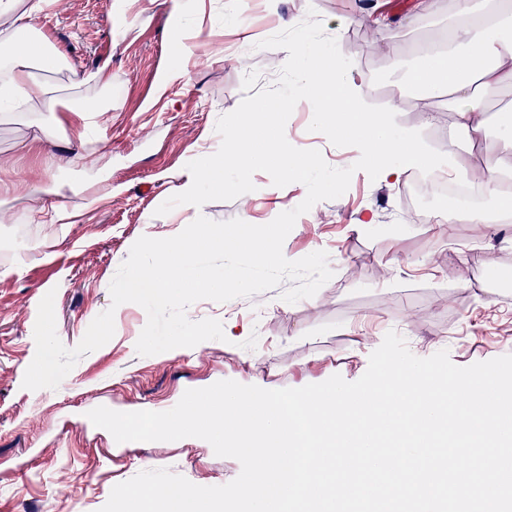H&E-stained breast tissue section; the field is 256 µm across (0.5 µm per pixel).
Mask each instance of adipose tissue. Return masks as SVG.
Returning a JSON list of instances; mask_svg holds the SVG:
<instances>
[{"label": "adipose tissue", "instance_id": "1", "mask_svg": "<svg viewBox=\"0 0 512 512\" xmlns=\"http://www.w3.org/2000/svg\"><path fill=\"white\" fill-rule=\"evenodd\" d=\"M53 0H0V114L10 115L27 108L36 129L21 141L19 150L46 149L54 142L52 121L58 107L73 112L78 123L67 143L71 166L89 163L83 148L93 135L112 120V103L105 97L73 92L68 97L38 80L37 70H55L65 64L64 56L37 28L38 18ZM459 21L448 34L452 49L448 54L430 55L416 71L413 83L423 98L447 97L455 112L457 126L469 133H480V115L487 100L512 85V0H503L499 14H481L473 0H457ZM283 110L278 102L241 112L230 141L219 150L201 154L176 176L174 190L186 204L202 206L206 192L223 187L224 174L262 163L266 154L257 148L252 131L264 127Z\"/></svg>", "mask_w": 512, "mask_h": 512}]
</instances>
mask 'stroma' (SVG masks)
I'll return each mask as SVG.
<instances>
[{
  "label": "stroma",
  "mask_w": 512,
  "mask_h": 512,
  "mask_svg": "<svg viewBox=\"0 0 512 512\" xmlns=\"http://www.w3.org/2000/svg\"><path fill=\"white\" fill-rule=\"evenodd\" d=\"M171 22L159 19L155 0H55L38 28L67 58L66 71L45 73L63 88L89 73L99 82L86 95L109 97L112 121L103 138L112 148L104 171L60 170L48 192L80 203L103 179L112 196L84 210L75 224L31 225L33 234L13 244L16 226L28 223V199L0 203V512H99L112 488L144 470L166 468L200 486L224 485L240 466L214 454L201 439L116 442L87 423L98 406L120 412L173 408L185 390L225 379L258 386L298 388L349 368L362 335L397 331L416 356L448 350L467 366L502 356L486 310L512 318V290L488 288L487 274L512 271V223L496 237L482 225L463 224L430 210L400 222L405 202L400 186L355 172L347 192L318 202L301 215L283 244L289 259L318 250L329 255L332 279L315 296L290 304L275 288L227 302L201 300L187 309L190 320H219L246 329L234 346L208 340L141 356L136 341L147 322L137 304L112 307L109 286L132 244L142 236L177 235L197 216L234 218L263 225L293 209L306 196L303 184L274 186L255 173V191L197 209L181 204L170 176L205 149L217 147L218 118L243 97L273 85L286 50L260 48V41L316 11L326 35L336 37L352 66L347 79L365 101L399 107L398 124L421 131L458 169L483 164L486 153L512 164V86L485 106V132L469 146L455 128L447 98L417 105L407 90L423 48L437 43L457 19L447 0H178ZM380 20L368 36L366 54L352 51L349 16ZM181 40L187 53L173 51ZM395 44L401 63L388 68L384 49ZM310 108L299 102L285 127L289 142L319 150L333 167L359 157L353 147L333 145L309 131ZM26 113L0 120V170L30 178L45 163L43 153H22L30 137ZM29 224V223H28ZM55 294L56 331L76 346L94 318L114 309L115 334L84 354L58 388H23L35 355L38 305Z\"/></svg>",
  "instance_id": "obj_1"
}]
</instances>
